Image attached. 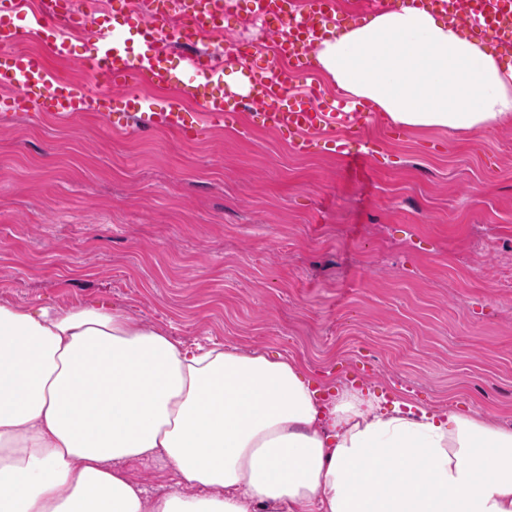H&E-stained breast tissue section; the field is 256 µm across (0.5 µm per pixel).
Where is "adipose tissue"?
I'll use <instances>...</instances> for the list:
<instances>
[{
	"mask_svg": "<svg viewBox=\"0 0 512 512\" xmlns=\"http://www.w3.org/2000/svg\"><path fill=\"white\" fill-rule=\"evenodd\" d=\"M323 72L410 131L512 121V65L426 9L333 33ZM159 464L147 496L133 471ZM0 512H512V429L342 393L301 364L185 348L123 310L0 303Z\"/></svg>",
	"mask_w": 512,
	"mask_h": 512,
	"instance_id": "1",
	"label": "adipose tissue"
}]
</instances>
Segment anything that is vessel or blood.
Segmentation results:
<instances>
[{
    "label": "vessel or blood",
    "mask_w": 512,
    "mask_h": 512,
    "mask_svg": "<svg viewBox=\"0 0 512 512\" xmlns=\"http://www.w3.org/2000/svg\"><path fill=\"white\" fill-rule=\"evenodd\" d=\"M419 2L440 8L450 24L512 53V0ZM335 9V0H252V16L272 26L276 53L287 62L288 71H241L237 78L247 83V93L215 94L211 88L223 82L227 60L203 48L202 42L224 30L222 0H187L184 10L177 13L169 10L167 0H129L126 10L116 17L102 0H38L33 9L26 0H0V46L10 49L8 55L0 56V88L9 92L0 107L56 119H68L93 107L113 127L130 129L140 121L188 139L235 119L241 108L248 107L264 124L286 134L297 152H310L323 143L319 134L328 127L335 136L326 143L345 154L351 134L367 128L374 111L363 103L326 105L315 79L312 53ZM72 23L86 33L81 63L88 79L114 88L137 79L160 91L173 88L169 55L175 46H193L186 58L193 80L177 88L179 96L193 104V111H181L165 98L146 104L130 95L125 112L118 114L114 97L90 99L84 87L52 72L47 58L69 56L70 44L63 32ZM31 30L43 35L49 55L15 50V43ZM134 35L141 46L132 51L127 43ZM292 77L302 83L293 92L288 89Z\"/></svg>",
    "instance_id": "vessel-or-blood-1"
}]
</instances>
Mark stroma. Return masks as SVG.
<instances>
[{"instance_id":"35a3bbf8","label":"stroma","mask_w":512,"mask_h":512,"mask_svg":"<svg viewBox=\"0 0 512 512\" xmlns=\"http://www.w3.org/2000/svg\"><path fill=\"white\" fill-rule=\"evenodd\" d=\"M224 27L271 65L260 23ZM509 264L512 125L379 114L349 154L302 155L249 112L194 140L95 112L0 121V302L105 303L188 346L288 354L325 397L512 423Z\"/></svg>"}]
</instances>
